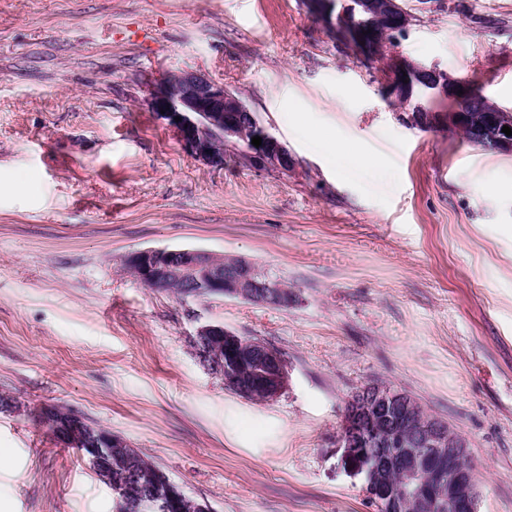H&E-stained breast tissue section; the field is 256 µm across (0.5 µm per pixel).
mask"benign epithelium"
<instances>
[{"label":"benign epithelium","mask_w":512,"mask_h":512,"mask_svg":"<svg viewBox=\"0 0 512 512\" xmlns=\"http://www.w3.org/2000/svg\"><path fill=\"white\" fill-rule=\"evenodd\" d=\"M302 5L327 33L365 42L362 60L379 64L384 92L409 112L410 123L428 130L459 122L464 110L482 111L483 100L474 96L469 85L391 50L393 38L412 21V15L398 0H359L363 13L381 17L389 24L392 38L383 40L362 33L360 28L345 27L337 18L332 0H302ZM432 99H445L456 106L447 113L429 112L425 102ZM147 106L175 133L190 157L212 169H224L226 144L239 148L247 164L258 171L286 175L296 168L288 149L259 123L239 95L200 71L182 70L164 76L150 88ZM476 134L484 145L512 151V135L501 137L485 128L477 129ZM255 136L262 138L259 147L251 144ZM125 267L136 270L143 284L183 300L206 293L266 306L285 307L293 301L292 295L259 281V272L252 263L242 258L223 262L220 255L205 250L146 248L128 254ZM191 342L207 344V368L223 377L225 388L246 399L258 397L270 402L288 390V361L259 338L240 336L222 323L207 322L197 327ZM245 361L262 368L259 384L242 374ZM40 416L57 443L88 449L96 469L112 476V454L128 447L125 439L110 431L95 435L93 426L78 414L54 421L53 410L43 408ZM339 446L345 462L362 476V490L378 512H438L443 499L448 501V512H478L474 473L457 466V461L468 454L466 440L448 423L428 414L405 391L377 382L353 391L339 425ZM445 459L448 486L444 489L432 485L427 477L431 470L442 475L443 470L433 468V463ZM165 499L178 512H212L207 503L187 495L167 475L145 490L137 508L144 512Z\"/></svg>","instance_id":"obj_1"}]
</instances>
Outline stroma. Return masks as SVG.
Masks as SVG:
<instances>
[{
    "label": "stroma",
    "mask_w": 512,
    "mask_h": 512,
    "mask_svg": "<svg viewBox=\"0 0 512 512\" xmlns=\"http://www.w3.org/2000/svg\"><path fill=\"white\" fill-rule=\"evenodd\" d=\"M399 2L397 52L512 112V0ZM181 70L237 92L295 173L187 155L145 102ZM161 247L245 258L297 300L146 287L124 259ZM204 322L278 348L287 391L225 389L190 342ZM370 381L461 433L479 512H512V152L411 126L301 0H0V512H113L81 452L33 420L46 405L213 512H376L338 446Z\"/></svg>",
    "instance_id": "35a3bbf8"
}]
</instances>
